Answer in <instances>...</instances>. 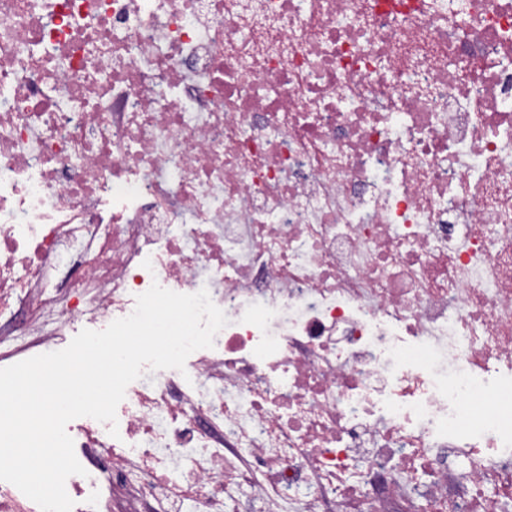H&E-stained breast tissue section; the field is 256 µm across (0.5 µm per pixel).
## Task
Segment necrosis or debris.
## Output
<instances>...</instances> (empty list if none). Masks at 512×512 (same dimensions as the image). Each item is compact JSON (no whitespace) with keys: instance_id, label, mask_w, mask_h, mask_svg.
Returning a JSON list of instances; mask_svg holds the SVG:
<instances>
[{"instance_id":"obj_1","label":"necrosis or debris","mask_w":512,"mask_h":512,"mask_svg":"<svg viewBox=\"0 0 512 512\" xmlns=\"http://www.w3.org/2000/svg\"><path fill=\"white\" fill-rule=\"evenodd\" d=\"M467 2L0 0V364L155 283L228 319L69 428L73 512H512V0Z\"/></svg>"}]
</instances>
